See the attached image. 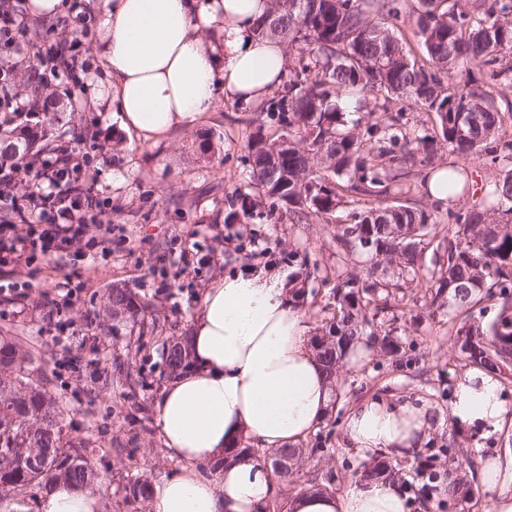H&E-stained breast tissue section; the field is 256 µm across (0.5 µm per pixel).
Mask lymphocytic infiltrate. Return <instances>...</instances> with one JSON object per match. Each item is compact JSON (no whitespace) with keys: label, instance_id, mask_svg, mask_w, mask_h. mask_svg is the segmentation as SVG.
<instances>
[{"label":"lymphocytic infiltrate","instance_id":"1","mask_svg":"<svg viewBox=\"0 0 512 512\" xmlns=\"http://www.w3.org/2000/svg\"><path fill=\"white\" fill-rule=\"evenodd\" d=\"M25 0H0V49L19 48L28 31ZM90 154L67 149L55 162H42L32 178L18 168L0 167V212L15 217L14 223L0 224V266H32L37 260L61 262L70 254H84L108 237H86L90 211L102 208L88 175ZM25 233H17V224Z\"/></svg>","mask_w":512,"mask_h":512}]
</instances>
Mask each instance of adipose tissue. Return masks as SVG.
I'll return each instance as SVG.
<instances>
[{"instance_id": "1", "label": "adipose tissue", "mask_w": 512, "mask_h": 512, "mask_svg": "<svg viewBox=\"0 0 512 512\" xmlns=\"http://www.w3.org/2000/svg\"><path fill=\"white\" fill-rule=\"evenodd\" d=\"M96 53L121 127L154 142L211 115L218 96L251 104L286 74L282 43L258 38L266 0H108ZM194 365L164 386L154 412L168 457L181 468L158 483L152 512H262L275 492L269 469L242 455L215 476L200 465L244 441L272 451L297 446L325 416L333 388L310 346L311 326L275 266H250L211 282L191 323ZM448 416L487 434L512 420L498 374L472 370L454 383ZM431 412L420 398H367L343 421L358 457L405 458L421 447ZM486 512H512V471L490 460ZM403 486L357 478L339 492H306L288 512H408ZM99 496L65 484L40 512H98Z\"/></svg>"}]
</instances>
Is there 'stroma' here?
<instances>
[{
    "label": "stroma",
    "instance_id": "obj_1",
    "mask_svg": "<svg viewBox=\"0 0 512 512\" xmlns=\"http://www.w3.org/2000/svg\"><path fill=\"white\" fill-rule=\"evenodd\" d=\"M86 22L77 30L81 55L92 65L76 80L52 81L59 119L48 131L46 144L34 147L31 157L41 161L57 155L58 148L74 145L73 122L92 121L91 143L96 170L94 191L112 205V223L125 240L111 253L89 251L85 259L39 265L38 268L0 267V332L25 337L60 400L65 429L91 440L100 476L97 491L100 512H126L118 485L126 475L150 482L180 469L178 461L162 450L156 422L129 423L127 413L136 403L154 406L168 378L159 342L137 344L129 334L108 335L105 314L109 288L124 284L150 305L148 314L159 319L166 336L189 331L205 288L212 280L254 262L272 263L286 273L298 271L307 259L314 271L306 283L304 311L312 331L322 327V307L336 285V243L322 220L291 223L288 215L277 220L228 224L224 213L235 189L251 181L245 164L252 120L269 122L261 104L240 105L219 100L216 111L195 127L175 132L155 143H142L123 133L102 94L108 84L106 70L93 52L97 29L104 17L105 0H80ZM297 263H289V254ZM71 290L62 302L63 290ZM424 284L406 290V316L398 318L396 334L405 351L403 366L391 364L379 349L369 348L363 363H339L337 394L314 444L323 437L324 452L306 461L301 472L276 478L281 512L289 500L306 488L310 472L334 471L341 482L363 470L343 439V418L355 402L367 397H420L434 410L426 441L413 459L403 461L401 482L421 486L417 462L446 448L456 461H471L472 493L466 502H432L429 512H483L488 493L480 488L479 471L493 458H512V425H504L481 438L448 425L446 417L455 380L466 370L455 345V315L432 311L424 298ZM127 364L144 380L129 389L125 382L93 386L95 368L113 371Z\"/></svg>",
    "mask_w": 512,
    "mask_h": 512
}]
</instances>
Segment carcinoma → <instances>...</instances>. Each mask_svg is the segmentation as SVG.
I'll return each mask as SVG.
<instances>
[{
    "label": "carcinoma",
    "instance_id": "obj_1",
    "mask_svg": "<svg viewBox=\"0 0 512 512\" xmlns=\"http://www.w3.org/2000/svg\"><path fill=\"white\" fill-rule=\"evenodd\" d=\"M256 23L263 37L288 44V74L266 102L277 114L273 131L259 124L250 136L245 162L252 169L249 192L237 191L240 206L224 223L248 222L266 199L283 205L289 218L328 220L349 207V222L336 224L332 238L339 249L336 289L323 307V334L311 345L327 377L335 379L344 351L358 343L370 319L385 324L391 299L403 285L423 280L430 304L462 315L456 335L468 337L463 352L471 364L509 378L512 371V166L502 168L484 190L482 204L448 211V223L431 222V214L405 198L415 159L432 161L438 150L467 160L482 156L494 165L512 160V140L502 139L504 114L492 89L512 81V65L503 53L512 50V0H483L472 13L460 0H418L413 10L415 34L425 59L410 56L389 23L400 19L408 0H267ZM485 81L473 85L470 74ZM27 97L38 103L47 87L36 69L22 80ZM373 92L382 97V115L361 125L345 118V97ZM419 104L430 120L407 117ZM48 133L45 126L21 134L0 150V161L22 163ZM322 165L323 172L314 171ZM470 192L468 173L448 168V199ZM370 198L369 207L348 199ZM362 253L370 266L348 270ZM392 262L383 266L381 262ZM497 308L494 318L476 319L474 309ZM148 304L130 288L114 284L106 315L139 327V335H162L147 322ZM393 327L374 335V344L390 358L402 352ZM167 372L176 376L193 365L189 337L161 343ZM34 355L16 336L0 335V501H14L33 512L32 489L57 483L80 488L98 481L90 441L64 431L60 401L46 387ZM312 448L282 449L274 454V472L287 477ZM398 470L381 460L359 473L366 479L393 480ZM442 501L466 499L467 481L458 469L434 474ZM130 512L149 500L152 484L130 480L123 486Z\"/></svg>",
    "mask_w": 512,
    "mask_h": 512
}]
</instances>
